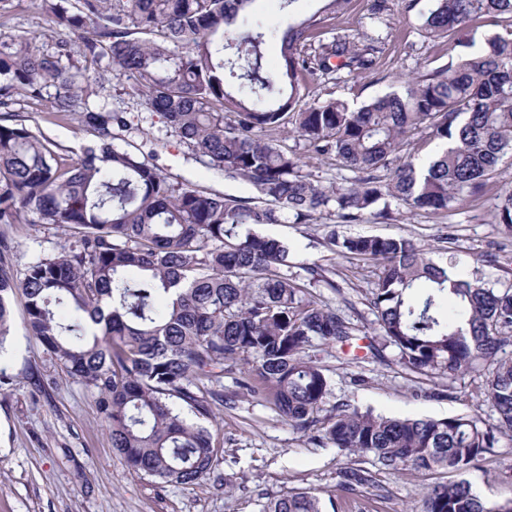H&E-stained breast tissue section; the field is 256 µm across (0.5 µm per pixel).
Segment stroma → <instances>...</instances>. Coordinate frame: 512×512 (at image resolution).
<instances>
[{
    "mask_svg": "<svg viewBox=\"0 0 512 512\" xmlns=\"http://www.w3.org/2000/svg\"><path fill=\"white\" fill-rule=\"evenodd\" d=\"M373 0H352L348 11L329 21L325 39L336 32L378 38L382 52L376 70L364 76L303 78L300 94L311 103L329 97L359 107L373 97L398 89L401 75L426 73L448 61L446 45L425 38L421 18L433 0H390L388 20L375 18ZM320 6V0H255L253 17L269 30L264 63L268 70L281 65L280 36L286 15L301 19ZM13 22L38 34L40 49L53 51L57 41L68 38L62 28L49 26L39 0H15ZM52 91L41 98H18L9 110L0 109V122L21 123L50 139L59 154L71 158L94 144L79 113L64 119L51 113ZM87 104L93 108L127 113L131 128L120 132L114 144L143 156L164 174L207 189L242 196L246 188L230 182L196 160L186 145L170 132L163 118L148 110L131 80L97 75ZM288 151L298 154L302 170L315 183H340L348 172L335 157L317 156L301 142L287 140ZM512 188V156L502 159L484 196L466 206L440 214L424 211L402 214L391 224L344 225L351 235L403 236L429 249L451 251L462 269L476 273L487 287L512 288V233L497 224L493 198ZM326 214L312 224H271L268 234L287 242L297 253L294 275L307 281L301 267L318 263L335 288L309 284L317 301L338 309L358 330L340 348L317 344L313 352L325 366L331 385L320 419L333 415L338 405L377 414L443 418L471 414L483 424L496 421V410L485 400L476 377L429 378L404 370L398 351L380 345L377 354L366 346L377 337L375 316L369 308L377 270L371 263L331 251L325 237L333 224ZM13 246L17 270L57 251L73 239L63 229L41 223L29 215L24 224H0V238ZM497 262H484L488 253ZM26 299L12 298L14 325L0 350V512H263L267 503L289 489H314L321 497L337 491L339 472L353 464L351 455L314 445L307 434L283 420L271 405L259 402L240 388L234 374L224 376L223 405L214 407L205 425L217 439L218 462L196 484L161 483L130 469L112 448L95 395L70 377L40 342L24 329ZM389 498L377 497L365 487L344 496L341 512H420L428 486L452 481L439 471L426 475L411 471L379 473ZM475 490L492 500L512 498V437H500L486 455L480 471L472 473Z\"/></svg>",
    "mask_w": 512,
    "mask_h": 512,
    "instance_id": "stroma-1",
    "label": "stroma"
}]
</instances>
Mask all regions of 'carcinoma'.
Returning <instances> with one entry per match:
<instances>
[{
  "mask_svg": "<svg viewBox=\"0 0 512 512\" xmlns=\"http://www.w3.org/2000/svg\"><path fill=\"white\" fill-rule=\"evenodd\" d=\"M253 0H40L54 25L80 34L47 54L36 36L0 37V107L55 88L52 113L76 111L92 93L88 66L134 81L146 106L208 168L243 184L239 197L173 181L137 153L113 145L124 112L85 109L97 139L77 158L23 124H0V224L30 214L77 235L14 270L0 240V344L10 297L26 298L25 328L65 371L97 393L112 448L137 472L190 485L217 461L214 435L197 419L224 404V371L249 365L241 386L306 433L330 394L313 342L344 344L355 328L335 308L302 298L288 270L295 252L259 231L268 224L395 220L401 209L444 212L485 193L512 153V31L493 33L448 64L400 81L401 90L352 109L336 98L312 104L300 79L374 70L380 48L336 33L315 42L350 0L323 6L281 32L282 65L263 68L266 33L248 22ZM512 18V0H434L421 27L448 51L476 20ZM288 130L353 173L314 183L279 144ZM410 133L436 142L426 165L404 151ZM497 223L512 231V189L497 194ZM327 246L381 266L370 306L401 366L425 377L473 372L496 423L473 415L391 417L336 409L311 436L323 447L372 458L380 471L462 475L427 491L421 512H512V499L482 497L466 478L498 436L512 434V289L486 287L453 256L434 257L405 237L340 235ZM374 485L349 466L338 489ZM264 512H324L320 493L290 489Z\"/></svg>",
  "mask_w": 512,
  "mask_h": 512,
  "instance_id": "1",
  "label": "carcinoma"
}]
</instances>
